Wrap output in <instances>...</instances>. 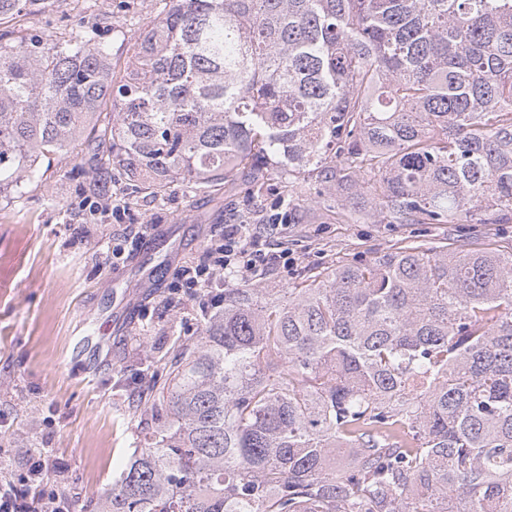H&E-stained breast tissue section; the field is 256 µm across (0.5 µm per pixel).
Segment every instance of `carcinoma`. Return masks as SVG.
Listing matches in <instances>:
<instances>
[{
    "label": "carcinoma",
    "mask_w": 512,
    "mask_h": 512,
    "mask_svg": "<svg viewBox=\"0 0 512 512\" xmlns=\"http://www.w3.org/2000/svg\"><path fill=\"white\" fill-rule=\"evenodd\" d=\"M109 56L0 44V192L83 138L156 198L274 170L369 188L375 224L512 221V0H169L119 82ZM268 294L203 307L100 512H512V252L409 245Z\"/></svg>",
    "instance_id": "cac0c4a2"
}]
</instances>
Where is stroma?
<instances>
[{
  "label": "stroma",
  "mask_w": 512,
  "mask_h": 512,
  "mask_svg": "<svg viewBox=\"0 0 512 512\" xmlns=\"http://www.w3.org/2000/svg\"><path fill=\"white\" fill-rule=\"evenodd\" d=\"M166 7L167 0H41L0 24V40L92 36L108 46L118 77L138 31ZM89 158L86 144H77L41 162L20 190L0 195V484L25 488L28 460L50 449L48 486L73 512H98L113 473L154 424L144 392L164 378L177 337L198 328V301L179 288L175 268L144 256V237L174 235L185 263L225 225L285 223L267 241L288 250L290 263L260 276L276 290L410 242L451 245L464 237L478 249L512 250V223L373 224L353 201L348 217L322 216L289 204L275 179L258 199L243 187L197 192L177 183L161 200L140 182L88 176ZM109 200L125 209L126 223L90 214V203ZM149 268L159 286L146 292L141 276ZM99 311L116 323L110 357L94 366L72 361L86 315Z\"/></svg>",
  "instance_id": "obj_1"
}]
</instances>
